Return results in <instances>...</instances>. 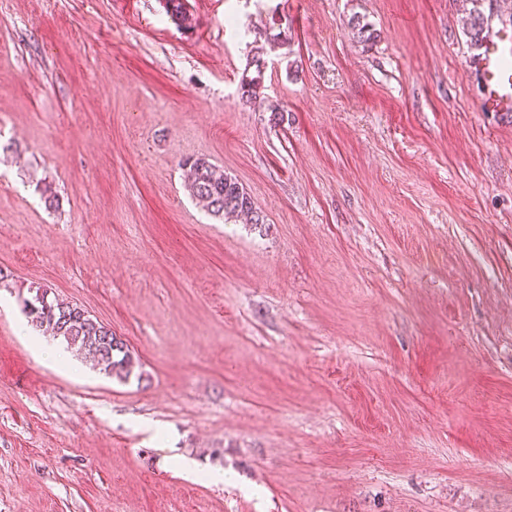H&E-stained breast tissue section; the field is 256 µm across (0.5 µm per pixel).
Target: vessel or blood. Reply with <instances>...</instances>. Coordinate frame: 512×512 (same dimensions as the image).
<instances>
[{
    "label": "vessel or blood",
    "mask_w": 512,
    "mask_h": 512,
    "mask_svg": "<svg viewBox=\"0 0 512 512\" xmlns=\"http://www.w3.org/2000/svg\"><path fill=\"white\" fill-rule=\"evenodd\" d=\"M470 65L483 83L482 111L512 117V30L494 31Z\"/></svg>",
    "instance_id": "vessel-or-blood-1"
}]
</instances>
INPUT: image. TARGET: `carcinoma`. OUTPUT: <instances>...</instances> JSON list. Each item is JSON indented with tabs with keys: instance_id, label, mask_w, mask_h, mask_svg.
I'll return each mask as SVG.
<instances>
[{
	"instance_id": "obj_1",
	"label": "carcinoma",
	"mask_w": 512,
	"mask_h": 512,
	"mask_svg": "<svg viewBox=\"0 0 512 512\" xmlns=\"http://www.w3.org/2000/svg\"><path fill=\"white\" fill-rule=\"evenodd\" d=\"M466 2L472 5L468 17L469 34L471 42L477 46L485 37L488 17L481 10L483 0ZM265 68L263 46L256 44L252 47L248 68L240 80L239 93L243 101L253 103L260 98ZM185 167V185L207 213L225 221L244 215L253 224L263 223V217L257 211L251 195L236 178L203 158L188 159ZM25 309L34 329L60 338L67 347L93 358L104 373L124 379L132 373L133 359L124 342L111 329L86 315L83 309L75 305L50 302L47 290L40 288L36 289L32 300L26 301Z\"/></svg>"
}]
</instances>
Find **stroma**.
Returning a JSON list of instances; mask_svg holds the SVG:
<instances>
[{
    "label": "stroma",
    "mask_w": 512,
    "mask_h": 512,
    "mask_svg": "<svg viewBox=\"0 0 512 512\" xmlns=\"http://www.w3.org/2000/svg\"><path fill=\"white\" fill-rule=\"evenodd\" d=\"M186 6L0 0V512H512V123L461 0ZM39 288L130 377L21 337ZM251 52L248 68L244 71L239 85L241 99L246 103H255L260 98L266 68L263 46L256 43ZM184 166L185 185L207 213L224 221L244 215L251 224L263 223L251 195L236 178L203 158L188 159Z\"/></svg>",
    "instance_id": "obj_1"
}]
</instances>
